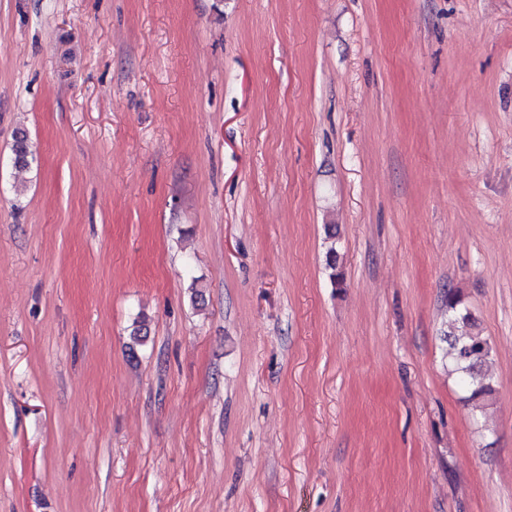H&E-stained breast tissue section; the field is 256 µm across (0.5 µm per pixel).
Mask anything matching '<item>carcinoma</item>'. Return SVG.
I'll return each mask as SVG.
<instances>
[{
	"label": "carcinoma",
	"mask_w": 512,
	"mask_h": 512,
	"mask_svg": "<svg viewBox=\"0 0 512 512\" xmlns=\"http://www.w3.org/2000/svg\"><path fill=\"white\" fill-rule=\"evenodd\" d=\"M14 165L18 168L29 167L33 153L28 144L25 131L16 132L13 144ZM450 322L461 323L466 330L451 336L452 362L454 371L472 399H488L495 392L493 379L484 370L492 357L493 348L489 339L478 330L475 321L463 305L461 295L450 289L445 294Z\"/></svg>",
	"instance_id": "carcinoma-1"
}]
</instances>
